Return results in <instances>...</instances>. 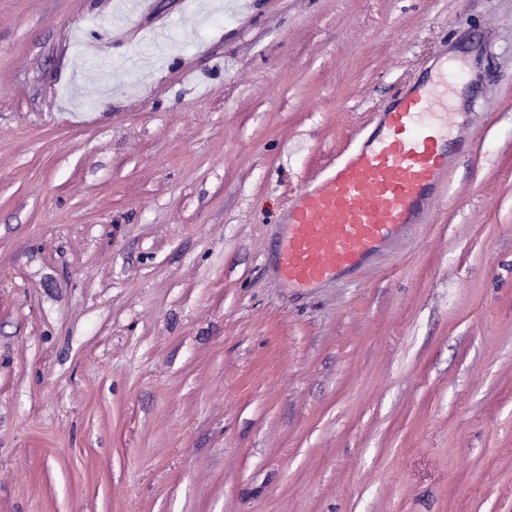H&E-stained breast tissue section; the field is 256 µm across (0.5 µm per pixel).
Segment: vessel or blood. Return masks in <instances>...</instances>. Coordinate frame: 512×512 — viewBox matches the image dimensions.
Listing matches in <instances>:
<instances>
[{"instance_id": "1", "label": "vessel or blood", "mask_w": 512, "mask_h": 512, "mask_svg": "<svg viewBox=\"0 0 512 512\" xmlns=\"http://www.w3.org/2000/svg\"><path fill=\"white\" fill-rule=\"evenodd\" d=\"M447 167L448 85L414 84L381 115L377 134L291 200L274 246L279 277L303 289L362 267L417 223Z\"/></svg>"}]
</instances>
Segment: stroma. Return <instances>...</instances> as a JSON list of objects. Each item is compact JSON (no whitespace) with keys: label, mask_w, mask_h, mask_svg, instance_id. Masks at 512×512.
I'll list each match as a JSON object with an SVG mask.
<instances>
[{"label":"stroma","mask_w":512,"mask_h":512,"mask_svg":"<svg viewBox=\"0 0 512 512\" xmlns=\"http://www.w3.org/2000/svg\"><path fill=\"white\" fill-rule=\"evenodd\" d=\"M450 59L421 227L285 285ZM0 512H512V0H0Z\"/></svg>","instance_id":"obj_1"}]
</instances>
